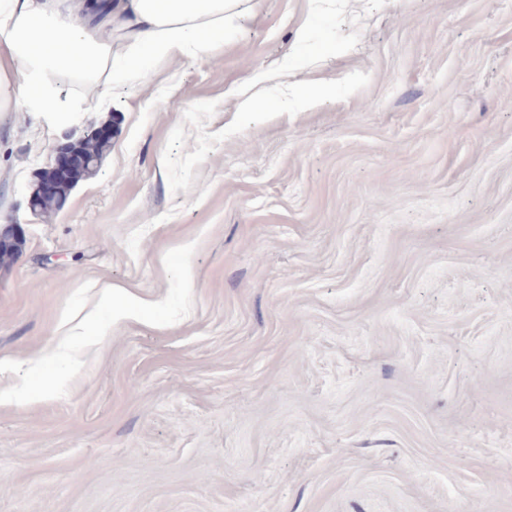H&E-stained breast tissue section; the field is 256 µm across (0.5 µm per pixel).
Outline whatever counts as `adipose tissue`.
I'll use <instances>...</instances> for the list:
<instances>
[{"label": "adipose tissue", "instance_id": "1", "mask_svg": "<svg viewBox=\"0 0 512 512\" xmlns=\"http://www.w3.org/2000/svg\"><path fill=\"white\" fill-rule=\"evenodd\" d=\"M252 0H0V112H34L66 127L63 81L105 104L114 78L141 77L223 40Z\"/></svg>", "mask_w": 512, "mask_h": 512}]
</instances>
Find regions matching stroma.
Returning <instances> with one entry per match:
<instances>
[{
    "label": "stroma",
    "instance_id": "1",
    "mask_svg": "<svg viewBox=\"0 0 512 512\" xmlns=\"http://www.w3.org/2000/svg\"><path fill=\"white\" fill-rule=\"evenodd\" d=\"M101 123L34 216L0 112V512H512V0H257ZM92 128L98 130L100 134L107 135L111 138L101 136L97 132L89 130L80 140L78 139L82 155L97 162V165L93 169H84L83 176L81 177L82 180L90 178L97 173L103 156L110 147L112 140V126L110 124L103 123ZM78 140L72 141L67 139L66 142L57 144L52 148L50 162L40 171L28 199V207L32 213L37 214L33 205L35 196H47L37 198L36 206L39 211L50 213L57 210L71 192L72 183L76 180L68 179L57 182L55 191L54 184L55 177L67 175L73 169L79 168L80 166L85 168V158L79 155L74 147V144Z\"/></svg>",
    "mask_w": 512,
    "mask_h": 512
}]
</instances>
